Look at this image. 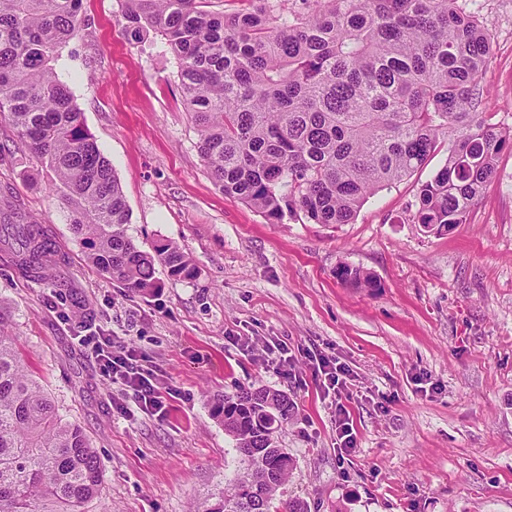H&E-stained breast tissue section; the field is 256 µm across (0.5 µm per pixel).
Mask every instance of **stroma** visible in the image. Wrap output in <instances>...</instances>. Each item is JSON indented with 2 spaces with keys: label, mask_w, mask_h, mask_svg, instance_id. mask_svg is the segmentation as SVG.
<instances>
[{
  "label": "stroma",
  "mask_w": 512,
  "mask_h": 512,
  "mask_svg": "<svg viewBox=\"0 0 512 512\" xmlns=\"http://www.w3.org/2000/svg\"><path fill=\"white\" fill-rule=\"evenodd\" d=\"M492 38L480 78L493 123L512 130V0H459ZM121 0H84L87 26L55 63L119 180L127 235L145 252L176 243L193 279L157 266L147 295L101 275L46 191L13 128L0 124V196L44 219L62 261L33 282L0 247V310L31 376L80 424L102 468L85 512H204L239 468L213 395L259 384L293 399L279 433L294 467L285 488L310 512H512V153L443 234L413 218L440 150L377 191L349 224L304 216L271 224L224 196L197 151L166 41L125 35ZM372 274L354 288L341 266ZM101 334L147 357L164 417L119 413L126 398L84 342ZM294 355L289 375L273 347ZM346 371L338 395L313 374ZM356 446L341 453L336 407Z\"/></svg>",
  "instance_id": "obj_1"
}]
</instances>
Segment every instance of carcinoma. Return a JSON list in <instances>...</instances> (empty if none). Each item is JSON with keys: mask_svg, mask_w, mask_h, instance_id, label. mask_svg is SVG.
Listing matches in <instances>:
<instances>
[{"mask_svg": "<svg viewBox=\"0 0 512 512\" xmlns=\"http://www.w3.org/2000/svg\"><path fill=\"white\" fill-rule=\"evenodd\" d=\"M253 2L226 15L200 0H122L127 37L153 30L177 57L178 88L218 190L271 224L298 212L348 224L446 140L448 158L421 184L415 219L436 234L466 223L498 158L512 152V131L491 122L480 88L490 35L479 21L458 0ZM82 5L0 0V120L53 173L87 261L147 294L155 262L183 279L195 266L172 242L150 255L127 236L129 209L112 166L55 75L59 50L82 30ZM0 238L23 276L48 279L55 249L39 220L7 202ZM337 276L376 287L359 268ZM210 405L235 440L240 468L205 512H309L283 498L293 459L270 439L294 418L288 394L239 387ZM101 481L90 439L29 377L0 311V512H82Z\"/></svg>", "mask_w": 512, "mask_h": 512, "instance_id": "obj_1", "label": "carcinoma"}]
</instances>
